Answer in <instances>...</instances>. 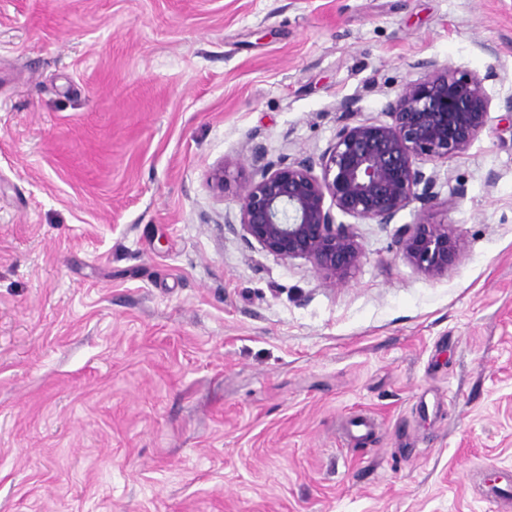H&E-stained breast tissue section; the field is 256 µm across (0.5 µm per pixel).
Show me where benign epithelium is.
<instances>
[{
    "label": "benign epithelium",
    "instance_id": "obj_1",
    "mask_svg": "<svg viewBox=\"0 0 512 512\" xmlns=\"http://www.w3.org/2000/svg\"><path fill=\"white\" fill-rule=\"evenodd\" d=\"M422 67L423 78L385 103L389 123L352 124L354 103L341 102L335 140L317 157L272 160L262 145L252 146V178L238 196L244 240L282 259L303 257L327 279L341 280L363 251L332 209L361 224L387 225L411 204L431 203L437 174H426L416 161L446 163L486 128L491 99L483 83L494 72L459 77L435 60ZM398 235L403 257L432 276L447 272L464 250L446 224H406Z\"/></svg>",
    "mask_w": 512,
    "mask_h": 512
}]
</instances>
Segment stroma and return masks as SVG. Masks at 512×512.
I'll list each match as a JSON object with an SVG mask.
<instances>
[{
	"label": "stroma",
	"instance_id": "1",
	"mask_svg": "<svg viewBox=\"0 0 512 512\" xmlns=\"http://www.w3.org/2000/svg\"><path fill=\"white\" fill-rule=\"evenodd\" d=\"M425 59L496 74L434 203L336 283L231 231L254 144L320 155ZM507 100L512 0H0V512H512ZM403 257L428 275L448 271L464 250V243L448 232L444 224H406L398 230Z\"/></svg>",
	"mask_w": 512,
	"mask_h": 512
}]
</instances>
